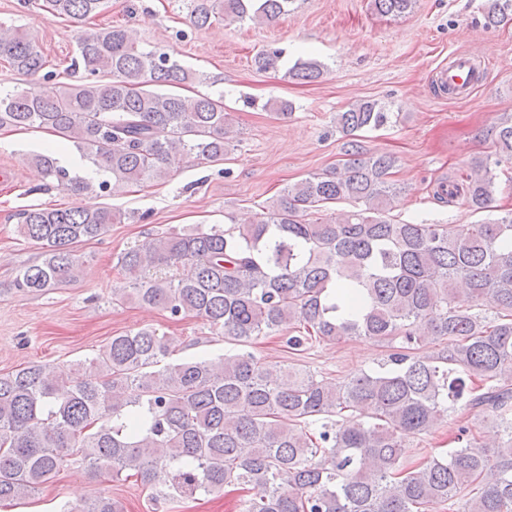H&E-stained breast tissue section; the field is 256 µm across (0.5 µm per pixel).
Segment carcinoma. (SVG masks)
I'll return each instance as SVG.
<instances>
[{"mask_svg": "<svg viewBox=\"0 0 512 512\" xmlns=\"http://www.w3.org/2000/svg\"><path fill=\"white\" fill-rule=\"evenodd\" d=\"M413 0H372L398 17ZM292 0H189L191 26L217 15L271 22ZM106 0H43L46 11L83 25ZM485 25L512 24V0H490ZM282 51H263L260 70ZM0 56L37 77L46 58L29 35L0 24ZM90 76L46 88L38 82L0 95V128L48 129L103 168L110 187L167 178L184 160L224 159L229 141L223 103L163 90L195 73L167 52L139 45L131 30L100 27L77 44L73 68ZM324 74L299 60L291 78ZM375 100L336 113L352 136L389 122ZM498 159L476 158L464 183L439 182L434 197L486 212L478 224H414L389 218L398 187L396 160L355 140L336 168L288 186L250 224L167 233L118 258L129 287L120 301L160 307L171 318L199 317L237 350L217 361H169L170 338L155 328L112 337L68 386L53 368L32 364L0 375V502L38 492L73 455L97 475L134 477L170 498L237 486L255 491L243 512H512V210L492 208L491 164L512 160V115L495 126ZM32 162L81 197L90 181L51 155ZM357 208L339 222L309 218L329 204ZM122 214L104 206L31 208L19 233L41 246V261L17 268L14 288L43 292L75 278L73 245L104 234ZM495 310L487 320L483 308ZM296 328L297 351L310 336L336 341L401 340L376 368L324 382L290 365L261 361L247 347ZM419 344L435 346L427 356ZM482 408L507 423L489 446L469 437L445 457L413 466L406 439L427 435L458 407ZM350 411L358 417L340 422ZM483 484L465 497L477 480ZM62 512H124L99 495Z\"/></svg>", "mask_w": 512, "mask_h": 512, "instance_id": "1", "label": "carcinoma"}]
</instances>
